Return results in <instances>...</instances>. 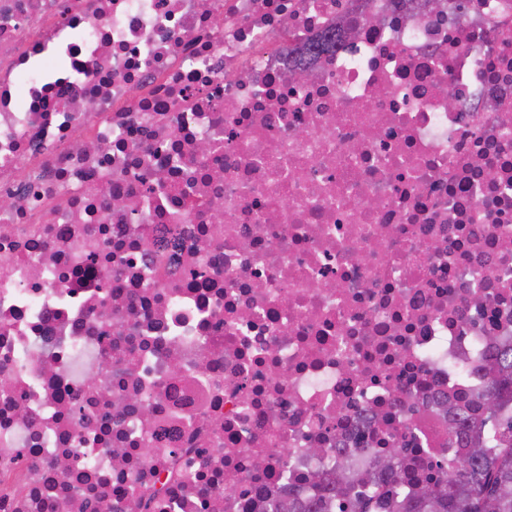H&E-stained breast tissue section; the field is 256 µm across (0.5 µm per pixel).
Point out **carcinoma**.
<instances>
[{
	"label": "carcinoma",
	"mask_w": 512,
	"mask_h": 512,
	"mask_svg": "<svg viewBox=\"0 0 512 512\" xmlns=\"http://www.w3.org/2000/svg\"><path fill=\"white\" fill-rule=\"evenodd\" d=\"M497 400L492 413L484 411L489 399ZM512 342L500 344L495 367L488 372L485 389L478 396L476 416L478 428L486 429L488 443H480L471 454L448 467L443 480H428L420 484L410 502L399 501L396 512H512ZM455 431L448 441L467 447L464 439L472 421L465 409L452 417ZM402 449L392 448L383 462V469L393 479L401 472ZM329 501H311L299 511L291 505L277 502L273 512H372L373 493L363 489L355 477L342 480L340 472L332 477Z\"/></svg>",
	"instance_id": "1"
}]
</instances>
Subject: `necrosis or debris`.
I'll return each instance as SVG.
<instances>
[{"instance_id":"1","label":"necrosis or debris","mask_w":512,"mask_h":512,"mask_svg":"<svg viewBox=\"0 0 512 512\" xmlns=\"http://www.w3.org/2000/svg\"><path fill=\"white\" fill-rule=\"evenodd\" d=\"M457 4L0 0V512L456 461L512 337V0Z\"/></svg>"}]
</instances>
